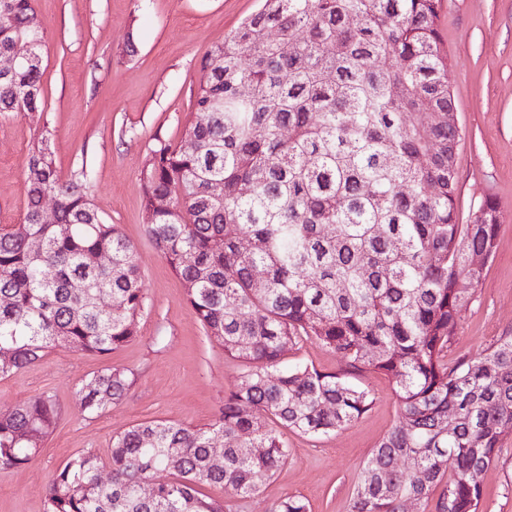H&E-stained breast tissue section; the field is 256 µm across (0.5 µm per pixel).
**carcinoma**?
Masks as SVG:
<instances>
[{
  "label": "carcinoma",
  "mask_w": 512,
  "mask_h": 512,
  "mask_svg": "<svg viewBox=\"0 0 512 512\" xmlns=\"http://www.w3.org/2000/svg\"><path fill=\"white\" fill-rule=\"evenodd\" d=\"M441 7L263 0L204 53L183 130L195 149L158 137L141 170L145 228L206 333L246 370L208 426L149 421L115 436L106 462L73 457L47 485V512H226L201 486L254 494L255 475L288 459L270 423L311 436L349 425L373 403L351 381L365 371L388 379L399 415L362 467L349 512H402L434 496L435 512H480L483 487L470 473L512 435V329L475 357L448 359L483 276L469 255L493 256L501 214L488 197L471 223L458 222L461 130L448 124L456 107ZM45 33L37 0H0V57L19 37L32 47L29 61L0 71V114L26 112L39 126L22 218L0 226V377L55 349L107 355L136 338L145 308L134 247L94 207L89 170H57L41 100ZM159 198L170 207L156 208ZM95 254L109 262L90 263ZM304 337L343 367L284 364ZM132 383L125 368L94 375L80 389L84 410L122 401ZM58 419L48 395L1 411L0 470L35 460ZM274 512L309 510L288 496Z\"/></svg>",
  "instance_id": "obj_1"
}]
</instances>
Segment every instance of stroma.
Wrapping results in <instances>:
<instances>
[{
	"label": "stroma",
	"instance_id": "1",
	"mask_svg": "<svg viewBox=\"0 0 512 512\" xmlns=\"http://www.w3.org/2000/svg\"><path fill=\"white\" fill-rule=\"evenodd\" d=\"M261 0H38L46 21L42 97L62 177L87 167L91 197L106 222L133 245L146 298L136 338L106 356L56 349L0 378V410L51 395L61 410L31 463L0 472V512H45V489L75 455L108 459L115 435L167 420L213 422L244 371L208 336L186 299L182 280L144 226L140 172L156 138L180 144L192 117L199 60L257 11ZM439 27L448 51V85L461 140L455 169L460 223L486 197L503 213L495 257L474 299L459 313L452 355L482 353L512 328V0H443ZM34 123L23 112L0 114V225L19 223L24 170ZM122 366L133 374L126 398L103 413L84 412L79 390L94 374ZM359 387L371 409L321 436L290 431L289 457L275 475H258L255 494L226 498L231 512H272L298 496L309 512H347L365 461L398 417L386 377L367 372ZM482 512H512V437L483 472Z\"/></svg>",
	"mask_w": 512,
	"mask_h": 512
}]
</instances>
